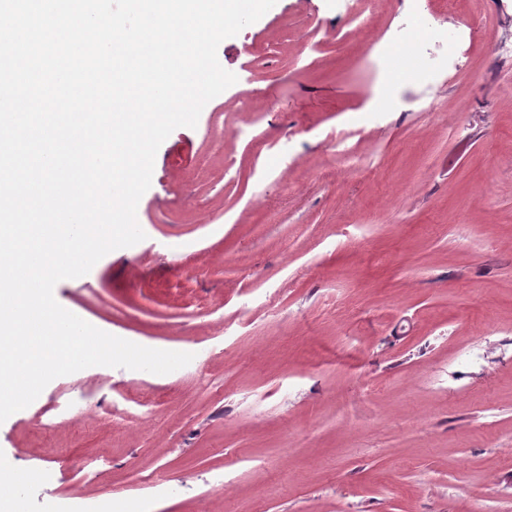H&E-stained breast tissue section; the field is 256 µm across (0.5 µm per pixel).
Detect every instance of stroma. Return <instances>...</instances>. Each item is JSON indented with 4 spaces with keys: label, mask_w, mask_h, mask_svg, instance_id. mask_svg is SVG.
Returning a JSON list of instances; mask_svg holds the SVG:
<instances>
[{
    "label": "stroma",
    "mask_w": 512,
    "mask_h": 512,
    "mask_svg": "<svg viewBox=\"0 0 512 512\" xmlns=\"http://www.w3.org/2000/svg\"><path fill=\"white\" fill-rule=\"evenodd\" d=\"M436 0H277L159 147L143 241L56 300L165 375L93 366L0 423L27 512H512V0H456L423 81L363 59Z\"/></svg>",
    "instance_id": "1"
}]
</instances>
